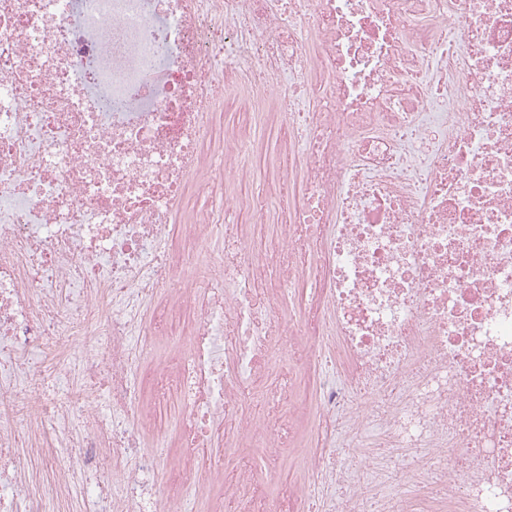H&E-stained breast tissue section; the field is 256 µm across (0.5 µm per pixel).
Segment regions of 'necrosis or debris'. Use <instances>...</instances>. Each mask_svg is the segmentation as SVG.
Listing matches in <instances>:
<instances>
[{
  "label": "necrosis or debris",
  "mask_w": 512,
  "mask_h": 512,
  "mask_svg": "<svg viewBox=\"0 0 512 512\" xmlns=\"http://www.w3.org/2000/svg\"><path fill=\"white\" fill-rule=\"evenodd\" d=\"M237 92L288 123L275 239ZM63 448L121 470L94 512H308L296 451L334 512H512V0H0V512ZM224 129L225 126L235 125L242 128L244 132L253 134L254 118L243 102L229 98L224 103Z\"/></svg>",
  "instance_id": "4bbe7bcc"
}]
</instances>
